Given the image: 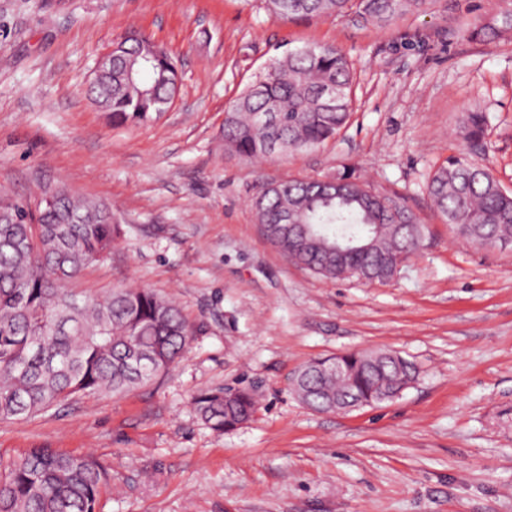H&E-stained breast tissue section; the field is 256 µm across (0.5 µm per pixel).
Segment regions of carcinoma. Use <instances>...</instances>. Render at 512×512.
<instances>
[{"instance_id": "cac0c4a2", "label": "carcinoma", "mask_w": 512, "mask_h": 512, "mask_svg": "<svg viewBox=\"0 0 512 512\" xmlns=\"http://www.w3.org/2000/svg\"><path fill=\"white\" fill-rule=\"evenodd\" d=\"M281 21L355 13L386 24L428 11L436 0H263ZM468 39L512 36V0L488 20L469 25ZM177 61L150 36L129 31L112 44V71L92 83L93 101L114 126L160 118L173 103ZM354 68L333 46L288 51L250 83L224 113L222 137L231 154L249 159L312 150L335 137L351 117ZM459 134L484 135L481 112H463ZM336 186L286 180L253 201L266 238L323 279L386 283L401 257L413 254L424 225L396 198L344 170ZM436 210L465 243L512 242V192L490 170L451 157L428 183ZM290 212L296 225L282 222ZM0 420L29 419L81 395H122L167 371L186 350L195 326L151 288H113L102 295L67 285L112 250L120 225L112 206L66 187L33 203L0 189ZM340 362L344 376L326 372ZM419 367L395 351L362 350L317 359L293 380L299 401L331 411L336 403L389 402L408 389ZM200 421L216 433L249 421L257 402L247 388L205 390L193 397ZM108 469L87 454L31 448L0 460V512H96Z\"/></svg>"}]
</instances>
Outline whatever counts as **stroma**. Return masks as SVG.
Listing matches in <instances>:
<instances>
[{
  "label": "stroma",
  "mask_w": 512,
  "mask_h": 512,
  "mask_svg": "<svg viewBox=\"0 0 512 512\" xmlns=\"http://www.w3.org/2000/svg\"><path fill=\"white\" fill-rule=\"evenodd\" d=\"M475 7L498 0H442L385 26L284 23L261 0H0V187L110 203L121 236L73 289L152 288L197 326L173 367L129 393L0 422V460L38 446L93 455L112 474L97 512H512V246L463 243L427 190L460 154L512 190V39L466 38ZM133 28L176 56L181 85L157 121L115 127L89 84ZM304 45L355 63L349 125L260 163L225 153L228 106ZM468 110L487 117L475 145L457 133ZM346 165L426 227L388 283L321 279L256 221L267 185ZM376 348L421 368L399 398L338 413L293 395L307 362ZM238 387L255 414L211 431L193 397Z\"/></svg>",
  "instance_id": "35a3bbf8"
}]
</instances>
